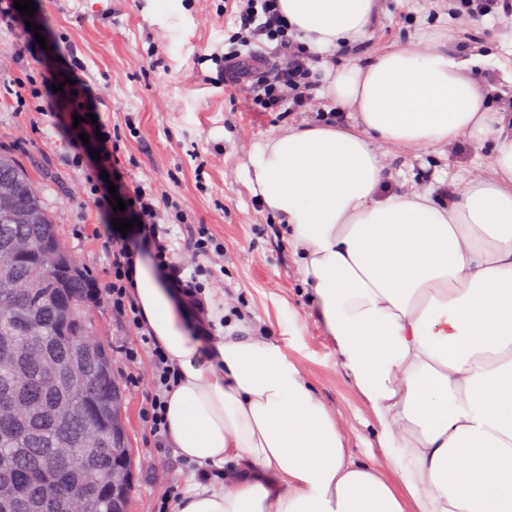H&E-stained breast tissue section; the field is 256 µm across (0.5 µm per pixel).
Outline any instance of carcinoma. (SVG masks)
<instances>
[{"label":"carcinoma","mask_w":512,"mask_h":512,"mask_svg":"<svg viewBox=\"0 0 512 512\" xmlns=\"http://www.w3.org/2000/svg\"><path fill=\"white\" fill-rule=\"evenodd\" d=\"M31 208L42 210L46 223H26ZM50 246L68 258V264L51 274L44 268V251ZM0 261V295L11 296L0 305V347H8L17 359L32 343L45 351L43 365H0V395L43 408L37 418L25 412L12 423L0 421V477L13 482V493H0V512H63L53 492L62 485V475L70 473L84 482L87 512H112V489L87 445L95 435L132 452L126 433L118 437L112 430V355L103 345L97 351L77 352L80 337L89 335L92 326L86 305L90 280L61 242L42 189L9 152L0 153ZM17 280L28 281L29 294H13ZM57 363H71L90 377L86 405L103 410L96 431L82 420L60 427L50 417L49 405L67 396L45 368ZM58 447L73 450L67 466L43 467L42 461Z\"/></svg>","instance_id":"obj_1"}]
</instances>
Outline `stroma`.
I'll list each match as a JSON object with an SVG mask.
<instances>
[{"mask_svg":"<svg viewBox=\"0 0 512 512\" xmlns=\"http://www.w3.org/2000/svg\"><path fill=\"white\" fill-rule=\"evenodd\" d=\"M33 2L32 21L48 47L16 59L14 45L33 39L34 26H0V84L58 67L53 45L76 46L90 78L107 89L98 116L119 140L127 184L151 187L186 216L172 227L176 261L187 268L198 264L190 240L201 226L224 246L209 260L217 271L206 290L211 317L245 323L280 344L327 406L354 426L350 452L363 460L380 457L371 411L336 370L333 346L311 313L284 227L247 185L253 145L281 129L331 117L323 93L306 112H256L245 89L218 80L212 57L229 50L237 30L234 0ZM425 28L463 58L492 48L474 75L479 83L493 82L492 108L512 113V83L502 69L512 62V16H456L448 0H379L378 18L362 44L337 50L332 60L339 66L365 62ZM0 150L13 153L43 189L60 237L95 286H103L111 262L103 227L117 214L84 193L87 169L73 165L62 133L0 93ZM488 154V145L466 138L436 150H393L385 186L430 185L445 196L462 178L487 174ZM91 314L124 391L122 418L133 450L131 512H158L170 487L191 493L197 475L175 449L155 446L142 419L153 379L151 355L139 349L136 329L113 314L106 295L95 298ZM132 347L139 350L133 362L126 357Z\"/></svg>","mask_w":512,"mask_h":512,"instance_id":"obj_1","label":"stroma"}]
</instances>
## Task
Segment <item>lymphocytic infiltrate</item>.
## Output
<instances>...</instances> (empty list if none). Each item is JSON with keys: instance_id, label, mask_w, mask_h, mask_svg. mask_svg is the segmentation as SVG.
I'll return each instance as SVG.
<instances>
[{"instance_id": "f902f5d3", "label": "lymphocytic infiltrate", "mask_w": 512, "mask_h": 512, "mask_svg": "<svg viewBox=\"0 0 512 512\" xmlns=\"http://www.w3.org/2000/svg\"><path fill=\"white\" fill-rule=\"evenodd\" d=\"M239 32L233 33L234 50L215 56L217 74L229 86H246L256 111L276 112L283 105L292 110L305 111L313 99L315 53L297 42L293 31L284 20L278 0H239ZM266 39L274 43L271 54H243L237 48L245 38ZM74 82V96L68 104H61L53 87L61 78ZM18 104L41 116L53 118L66 136L74 163H82L90 151H98L96 161L83 186L84 193L96 196L98 201L109 202V182H121L123 171L119 157L120 147L108 138L106 125L85 122L74 128L72 113H94L104 96L101 88L93 86L84 75L79 57L63 59L57 69L16 80L8 86ZM129 209L139 221L137 240L131 245H113L112 261L106 296L113 311L128 319L136 327L141 347L150 350L154 385L143 411V416L156 442H163L167 434V398L179 380V369L169 355L155 341L134 298L135 260L138 255L150 254L159 273L169 282L192 314L193 336L205 343L217 338V328L210 319L204 298L203 279L209 276V266H197L192 276L172 260L169 224L183 221L181 209L175 203L160 206L151 188L139 186L126 194Z\"/></svg>"}]
</instances>
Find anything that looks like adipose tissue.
Wrapping results in <instances>:
<instances>
[{"label": "adipose tissue", "mask_w": 512, "mask_h": 512, "mask_svg": "<svg viewBox=\"0 0 512 512\" xmlns=\"http://www.w3.org/2000/svg\"><path fill=\"white\" fill-rule=\"evenodd\" d=\"M289 27L331 52L360 42L377 0H279ZM434 35L369 62L325 64L346 126L288 127L254 146L248 186L285 225L312 312L383 450L355 459L341 416L303 368L236 324L210 347L187 335L145 261L135 290L180 371L168 441L230 466L223 490L179 512H512V118L495 111ZM491 142L490 173L450 202L384 192L386 150Z\"/></svg>", "instance_id": "obj_1"}]
</instances>
